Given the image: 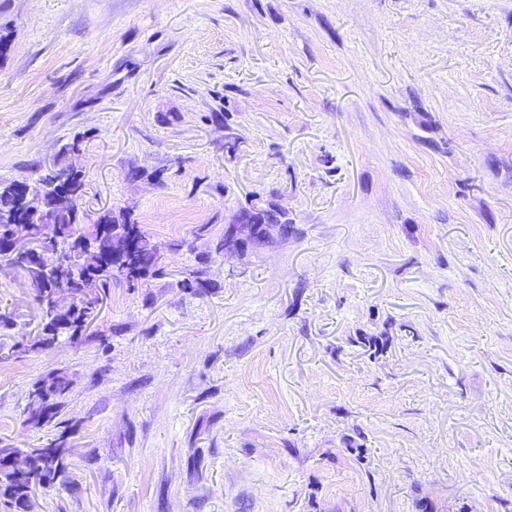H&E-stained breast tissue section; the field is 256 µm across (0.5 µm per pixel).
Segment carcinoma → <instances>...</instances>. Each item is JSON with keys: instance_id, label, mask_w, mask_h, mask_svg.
<instances>
[{"instance_id": "obj_1", "label": "carcinoma", "mask_w": 512, "mask_h": 512, "mask_svg": "<svg viewBox=\"0 0 512 512\" xmlns=\"http://www.w3.org/2000/svg\"><path fill=\"white\" fill-rule=\"evenodd\" d=\"M42 194L32 203L23 202L15 190L17 182L0 183V218H16L37 232L51 224L53 234L39 245L44 255H56L60 262L47 271L32 251H18L14 246L0 248L7 265L28 274L41 309V329L25 351L46 350L60 337L76 340L83 327L95 323L100 303L112 286L132 287L146 278L159 263V253L151 236L133 222L130 215L108 210L92 224L85 222L80 212L84 195L81 170L73 165L48 171L43 175ZM268 226L288 231V214L275 205L267 204ZM71 288L78 295L75 302L55 299L56 289ZM69 381L60 371L51 370L31 386L26 408L41 406L48 421L61 412ZM69 463L65 449L58 445L40 453L32 449L30 466L25 472H0V504L26 512L28 500L38 488L64 484Z\"/></svg>"}]
</instances>
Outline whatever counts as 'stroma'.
<instances>
[{"mask_svg":"<svg viewBox=\"0 0 512 512\" xmlns=\"http://www.w3.org/2000/svg\"><path fill=\"white\" fill-rule=\"evenodd\" d=\"M0 35V182L81 139L83 211L161 255L30 352L0 261V448L68 449L33 512H512V0H0ZM257 198L289 235L217 254ZM69 381L67 377L60 371L51 370L38 378L31 386L28 401L24 411L30 409L33 403L41 406L39 413L31 410V418L37 416L43 411L45 419L48 418L47 424L51 423L53 419L57 418L61 412L63 401L68 392Z\"/></svg>","mask_w":512,"mask_h":512,"instance_id":"35a3bbf8","label":"stroma"}]
</instances>
